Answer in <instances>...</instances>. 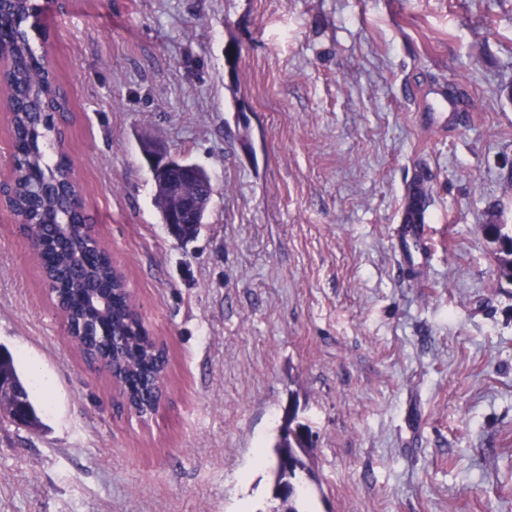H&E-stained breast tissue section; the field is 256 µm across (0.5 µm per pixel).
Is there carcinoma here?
I'll return each instance as SVG.
<instances>
[{
	"instance_id": "carcinoma-1",
	"label": "carcinoma",
	"mask_w": 512,
	"mask_h": 512,
	"mask_svg": "<svg viewBox=\"0 0 512 512\" xmlns=\"http://www.w3.org/2000/svg\"><path fill=\"white\" fill-rule=\"evenodd\" d=\"M13 44L14 62L3 79L11 112L10 127L14 160L9 190L16 218L23 224H41L44 233L37 238L34 258L42 279L50 282L49 294L56 310L71 326V338L85 358L101 356L108 360L111 379L121 387L122 405L140 410L154 409L160 393L153 378L168 365L167 351L149 340L150 333L139 316L124 274L112 266L105 246H90L93 227L79 223L71 205L80 195L72 162L62 150L65 126L56 114L65 113L58 99L57 77L37 29L30 0H14L7 19L0 23V38ZM171 170L155 168L154 202L161 222H167L166 183ZM205 201L194 224L179 228L172 236L181 243L195 238L208 212ZM488 237L499 243L497 272L512 281V228L488 224ZM0 375L21 396V406L10 407L12 395L0 398L7 417L18 426L34 429L40 425L37 409L19 376L11 352L0 346ZM315 447L311 427L288 429L279 434L273 446L275 481L283 478L281 467L288 466V504L282 512H306L302 474L306 457Z\"/></svg>"
}]
</instances>
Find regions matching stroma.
Listing matches in <instances>:
<instances>
[{
    "label": "stroma",
    "mask_w": 512,
    "mask_h": 512,
    "mask_svg": "<svg viewBox=\"0 0 512 512\" xmlns=\"http://www.w3.org/2000/svg\"><path fill=\"white\" fill-rule=\"evenodd\" d=\"M95 231L169 358L117 407L0 210V344L41 427L0 419V512H274L288 405L309 512H512V0H64L42 20ZM462 82L450 127L417 114ZM215 193L180 247L142 139ZM424 174L427 260L396 227ZM507 224H489L485 227L488 237L499 243L497 272L501 277L512 281V227L507 231Z\"/></svg>",
    "instance_id": "stroma-1"
}]
</instances>
